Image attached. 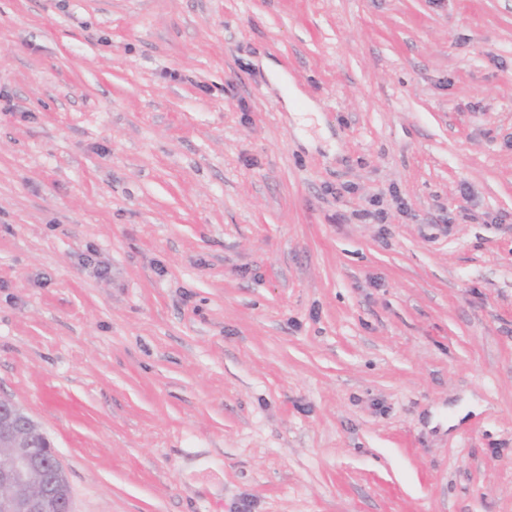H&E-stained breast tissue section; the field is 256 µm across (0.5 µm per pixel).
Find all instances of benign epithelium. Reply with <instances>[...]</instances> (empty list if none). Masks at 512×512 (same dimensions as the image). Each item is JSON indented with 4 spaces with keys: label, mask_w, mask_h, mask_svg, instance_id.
I'll list each match as a JSON object with an SVG mask.
<instances>
[{
    "label": "benign epithelium",
    "mask_w": 512,
    "mask_h": 512,
    "mask_svg": "<svg viewBox=\"0 0 512 512\" xmlns=\"http://www.w3.org/2000/svg\"><path fill=\"white\" fill-rule=\"evenodd\" d=\"M42 437L40 448L32 438ZM0 512H73L59 455L18 404L0 399Z\"/></svg>",
    "instance_id": "7a95c632"
}]
</instances>
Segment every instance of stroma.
I'll use <instances>...</instances> for the list:
<instances>
[{"label":"stroma","mask_w":512,"mask_h":512,"mask_svg":"<svg viewBox=\"0 0 512 512\" xmlns=\"http://www.w3.org/2000/svg\"><path fill=\"white\" fill-rule=\"evenodd\" d=\"M1 397L74 512H512V0H0Z\"/></svg>","instance_id":"obj_1"}]
</instances>
